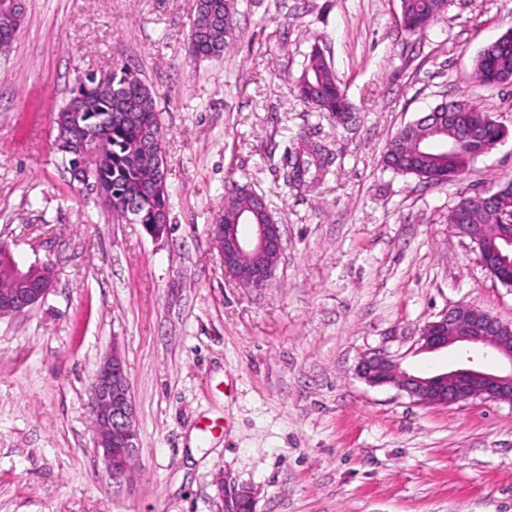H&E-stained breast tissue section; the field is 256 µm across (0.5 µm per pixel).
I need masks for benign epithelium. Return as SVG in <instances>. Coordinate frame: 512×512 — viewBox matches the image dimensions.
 Segmentation results:
<instances>
[{"label":"benign epithelium","instance_id":"benign-epithelium-1","mask_svg":"<svg viewBox=\"0 0 512 512\" xmlns=\"http://www.w3.org/2000/svg\"><path fill=\"white\" fill-rule=\"evenodd\" d=\"M100 147L85 146L82 178L89 179ZM218 246L224 274L236 283L262 287L273 279L282 251L280 225L252 223L235 215L210 225ZM493 255L502 267H512V235L502 237ZM47 262L39 260L14 270L15 288L0 294V316L16 314L37 304L53 287L44 277ZM420 349L434 352L450 346L463 349L486 347L505 364L497 370L462 365L428 377L403 370L393 356L374 351L364 355L358 375L371 386H393L420 404L454 405L481 397L512 403V326L468 304H457L428 323L420 337ZM94 447L101 453L112 478L120 479L132 468L137 453L136 411L126 375L125 361L117 350L101 363L91 386ZM224 512H256L252 492L241 489L224 501Z\"/></svg>","mask_w":512,"mask_h":512}]
</instances>
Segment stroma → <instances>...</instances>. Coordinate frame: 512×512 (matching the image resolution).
I'll return each mask as SVG.
<instances>
[{
    "mask_svg": "<svg viewBox=\"0 0 512 512\" xmlns=\"http://www.w3.org/2000/svg\"><path fill=\"white\" fill-rule=\"evenodd\" d=\"M197 0H23L0 56V242L51 260L45 299L0 316V512H512V403L423 405L356 367L383 350L403 369L455 366L423 328L466 303L512 324L495 279L448 213L459 193L512 179V85L474 59L512 29V0H452L410 35L399 0H247L231 46L196 59ZM319 46L355 106L342 125L294 82ZM124 66L156 95L169 223L119 221L59 166L58 109L77 73ZM505 127L462 180L385 170L390 141L442 100ZM332 158L323 181L287 182L304 141ZM281 226L274 278L225 276L209 235L238 187ZM125 360L139 448L113 481L94 444L90 387Z\"/></svg>",
    "mask_w": 512,
    "mask_h": 512,
    "instance_id": "obj_1",
    "label": "stroma"
}]
</instances>
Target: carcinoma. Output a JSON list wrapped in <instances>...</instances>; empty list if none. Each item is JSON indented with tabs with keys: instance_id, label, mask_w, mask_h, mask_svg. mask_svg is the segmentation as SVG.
I'll return each instance as SVG.
<instances>
[{
	"instance_id": "1",
	"label": "carcinoma",
	"mask_w": 512,
	"mask_h": 512,
	"mask_svg": "<svg viewBox=\"0 0 512 512\" xmlns=\"http://www.w3.org/2000/svg\"><path fill=\"white\" fill-rule=\"evenodd\" d=\"M237 3L233 0H199L190 30L191 53L209 58L224 52L233 36ZM449 0H399L396 23L407 33L417 34L448 11ZM23 15V6L14 0H0V50L6 51L12 33ZM476 79L486 87H495L500 78L512 74V30L483 48L475 58ZM74 96L56 114L55 124L66 135L55 139L56 151L63 165L72 169L79 163L78 144L89 139L101 140L106 158L92 180L99 183L102 205L118 220L131 219L136 224H158L168 219L170 194L167 180L161 177L143 156L150 145L163 143L162 126L152 89L127 69L111 73L105 81L94 73L78 75ZM301 100L317 112L339 119L344 112L355 111L342 83L314 46L296 81ZM452 111L456 124L440 132L430 129L423 142L400 137L392 140L383 156L384 166L402 175L443 183L445 175L461 176L474 164L480 145L502 135L489 117L466 99L444 101L433 111ZM454 137L460 147L448 152V139ZM330 157L324 146L307 144L301 149L299 166L287 173V181L303 185L307 179L322 180L329 172ZM134 209L126 210L127 201ZM255 199L250 191L238 188L224 204L227 213L250 214ZM450 224H487L497 235L495 225L505 223L499 205L488 204L479 196L464 194L448 214ZM14 259L0 246V290L14 287Z\"/></svg>"
}]
</instances>
